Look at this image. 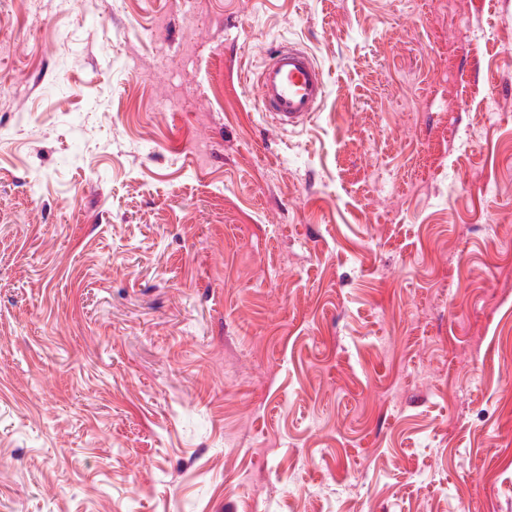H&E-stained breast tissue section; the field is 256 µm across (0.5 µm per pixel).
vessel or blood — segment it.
<instances>
[{
  "mask_svg": "<svg viewBox=\"0 0 512 512\" xmlns=\"http://www.w3.org/2000/svg\"><path fill=\"white\" fill-rule=\"evenodd\" d=\"M259 101L266 116L282 129L305 125L326 93L323 69L294 43L271 50L258 74Z\"/></svg>",
  "mask_w": 512,
  "mask_h": 512,
  "instance_id": "obj_1",
  "label": "vessel or blood"
}]
</instances>
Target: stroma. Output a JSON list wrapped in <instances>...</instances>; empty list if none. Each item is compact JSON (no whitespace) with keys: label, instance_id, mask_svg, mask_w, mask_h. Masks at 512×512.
<instances>
[{"label":"stroma","instance_id":"1","mask_svg":"<svg viewBox=\"0 0 512 512\" xmlns=\"http://www.w3.org/2000/svg\"><path fill=\"white\" fill-rule=\"evenodd\" d=\"M429 2L0 0V512H512V0ZM259 101L265 115L284 130L305 125L326 93L323 69L294 43L271 50L258 74Z\"/></svg>","mask_w":512,"mask_h":512}]
</instances>
